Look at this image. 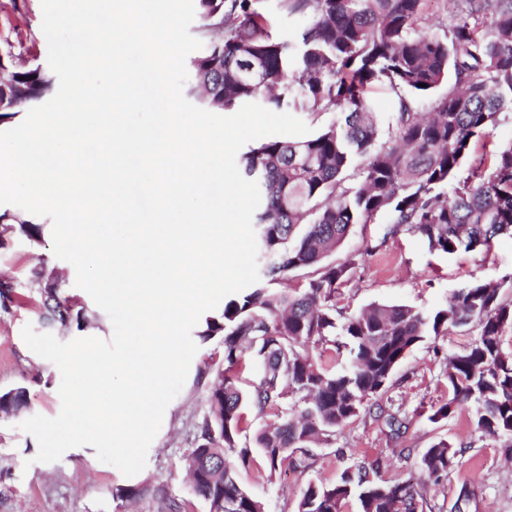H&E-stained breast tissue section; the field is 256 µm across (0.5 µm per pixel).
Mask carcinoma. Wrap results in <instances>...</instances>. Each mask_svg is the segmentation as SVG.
Returning a JSON list of instances; mask_svg holds the SVG:
<instances>
[{
  "label": "carcinoma",
  "mask_w": 512,
  "mask_h": 512,
  "mask_svg": "<svg viewBox=\"0 0 512 512\" xmlns=\"http://www.w3.org/2000/svg\"><path fill=\"white\" fill-rule=\"evenodd\" d=\"M196 2L205 48L191 60L188 93L201 94L204 107L228 111L260 101L313 117L333 108L336 119L306 139L268 140L244 157L243 176L261 193L253 223L270 262L266 284L198 324L202 341L219 339L226 368L216 370L195 443L183 457L193 493L209 512H265L238 482L253 451L270 480L284 467L314 468L313 448L371 413L368 401L388 391L416 345L472 323L478 338L448 358V400L430 420L470 408L480 435L512 437V352L502 343L512 301L500 284L474 280L433 312L374 302L346 313L336 299L355 259L326 262L355 226L382 213L390 233L408 232L447 254L486 249L512 234V142L495 148L490 164L458 176L472 143L512 112V0H451L441 34L424 25L426 0H284L288 13L305 19L288 41L271 36L255 0ZM0 70L11 75L0 86L1 124L54 90L41 66L18 68L8 52L0 53ZM375 83L394 95L383 132L368 97ZM425 100L428 112L420 110ZM17 235L38 243L42 227L0 213V249ZM298 271L306 272L300 287H269ZM32 282L46 324L82 327L86 314L62 295L55 269L41 264ZM19 298L14 279L0 278V312L11 313ZM246 357L258 377L243 386L232 369ZM28 408L24 388L0 394L3 417L19 418ZM249 413L264 422L243 443ZM463 452L434 443L421 453V471L437 482ZM426 492V480L386 481L372 466L349 467L334 481L308 483L295 512H343L352 500L358 512H424ZM144 496L159 512H185L162 486L117 494L130 504Z\"/></svg>",
  "instance_id": "cac0c4a2"
}]
</instances>
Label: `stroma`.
<instances>
[{"label":"stroma","mask_w":512,"mask_h":512,"mask_svg":"<svg viewBox=\"0 0 512 512\" xmlns=\"http://www.w3.org/2000/svg\"><path fill=\"white\" fill-rule=\"evenodd\" d=\"M1 50L11 51L18 66L46 65L48 44L42 32L41 0H0ZM389 229L386 218L377 216L371 223L357 225L331 255L334 264L353 255L359 258L338 301L345 311L373 302L433 311L474 280L501 283L504 298L512 301V235L497 237L487 251L448 255L429 250L416 236L406 232L393 235ZM43 263L60 272L67 296L87 314H97L90 295L75 284L74 267L54 255L51 232H44L40 246H31L19 236L0 250V275L14 278L27 294L33 291V269ZM38 322L32 304L0 313V392L26 388L30 415L53 418L61 410L60 371L31 351L22 338L23 327ZM478 332V326L472 324L427 338L408 353L380 400L386 413L404 423L400 434H392L383 420L366 416L316 448L314 469L303 473L287 470L269 480L252 466L241 469L242 486L264 502L266 512H293L309 481L333 480L357 465H377L385 480L415 473L423 449L444 439L465 444L466 450L444 481L428 484L427 498L434 512H455L464 487L472 491L465 512H512V439L480 436L467 409L437 423L430 420L448 399V356L473 342ZM217 348L214 340L199 343L183 388L165 410L145 467L131 478L101 462L91 446L64 453L52 463L36 462L35 438L21 429L19 420L0 417V512H124V502L115 496L117 489L144 482L165 486L185 501L189 512H208L205 502L191 490L182 455L206 410L208 388L217 367L212 355Z\"/></svg>","instance_id":"obj_1"}]
</instances>
